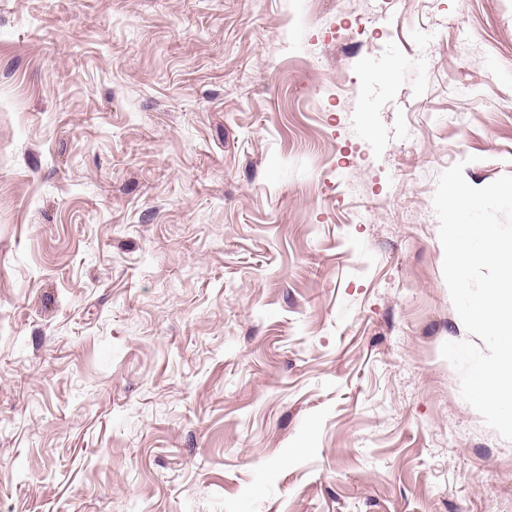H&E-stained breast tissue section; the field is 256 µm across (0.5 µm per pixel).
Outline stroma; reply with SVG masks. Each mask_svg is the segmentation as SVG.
I'll return each mask as SVG.
<instances>
[{
  "label": "stroma",
  "mask_w": 512,
  "mask_h": 512,
  "mask_svg": "<svg viewBox=\"0 0 512 512\" xmlns=\"http://www.w3.org/2000/svg\"><path fill=\"white\" fill-rule=\"evenodd\" d=\"M461 161L512 175V0H0V512H512Z\"/></svg>",
  "instance_id": "35a3bbf8"
}]
</instances>
